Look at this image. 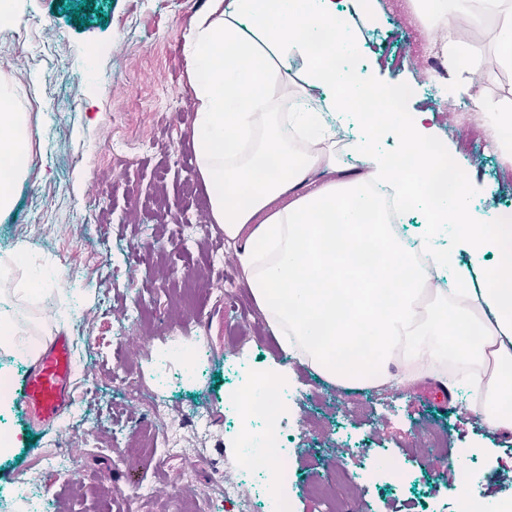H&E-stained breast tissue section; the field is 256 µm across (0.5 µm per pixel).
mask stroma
Segmentation results:
<instances>
[{
    "label": "stroma",
    "instance_id": "stroma-1",
    "mask_svg": "<svg viewBox=\"0 0 512 512\" xmlns=\"http://www.w3.org/2000/svg\"><path fill=\"white\" fill-rule=\"evenodd\" d=\"M209 0H19L14 24L0 27V82L28 114L33 163L16 190L12 211L0 215V254L24 248L57 268L80 266L82 275L63 297L52 292L20 304V316L38 332H67L74 349L81 421H61L56 432L34 430L19 401L0 409V431L18 443L0 456V493L16 502L0 512H166L178 494L196 512H238L235 501L213 503L216 471L238 465L244 421L225 408L239 386L225 370L224 336L245 321L252 336L239 349L246 365L278 368L291 398L276 426L290 435L286 454L292 512H333L312 492L342 462L351 486V512H454L463 472L488 507L512 502V431H490L474 413L471 375L450 379L449 403L428 398L438 382L430 366L418 375L350 390L326 381L293 353L284 352L254 297L235 247L222 227L197 223L208 209L196 170L191 117L194 93L187 77L185 37ZM380 13L364 21L349 67L367 71L375 85L405 88L402 110L436 111L437 150L458 138L453 161L472 186L481 209H512V167L493 144L465 134L469 105L436 95L435 73L422 49L424 28L407 0H379ZM29 32L18 44L17 29ZM136 156L121 166L120 156ZM99 193L89 199L86 186ZM193 275L196 292L185 312V334L203 361L185 374L188 348L150 356L166 339L168 305ZM223 277L213 293L208 283ZM144 305L157 330L146 347L131 351L136 326L124 317ZM163 379L160 397L179 421L177 443L158 449L138 442L159 423L129 399L123 383ZM205 410L206 431L193 428ZM442 432L438 464L426 462L414 440ZM69 450L68 477L45 483L46 465ZM382 461L394 462L400 480L369 478Z\"/></svg>",
    "mask_w": 512,
    "mask_h": 512
}]
</instances>
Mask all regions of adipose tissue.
Listing matches in <instances>:
<instances>
[{"label":"adipose tissue","mask_w":512,"mask_h":512,"mask_svg":"<svg viewBox=\"0 0 512 512\" xmlns=\"http://www.w3.org/2000/svg\"><path fill=\"white\" fill-rule=\"evenodd\" d=\"M440 49L468 97L493 126L512 127V107L487 103L485 60L464 28L492 23L512 73V0H429ZM357 45L336 0H211L185 38L196 108L197 171L213 223L237 247L242 273L285 351L301 350L326 379L374 385L398 347L408 354L484 364L482 415L512 429V214L476 210L467 181L449 182L447 159L427 126L432 111L362 113L356 165L336 159L324 115L357 109L375 85L367 72L337 71ZM28 119L0 84V213L15 202L32 163ZM387 128L400 149L378 145ZM391 185L420 215L414 242L384 223L373 184ZM453 247L441 249L442 236ZM428 253L449 275L432 307L415 260ZM495 266H480L486 254ZM478 342H471L469 332Z\"/></svg>","instance_id":"adipose-tissue-1"}]
</instances>
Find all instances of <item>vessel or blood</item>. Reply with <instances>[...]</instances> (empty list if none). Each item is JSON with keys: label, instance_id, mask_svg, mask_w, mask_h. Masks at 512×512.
<instances>
[{"label": "vessel or blood", "instance_id": "obj_1", "mask_svg": "<svg viewBox=\"0 0 512 512\" xmlns=\"http://www.w3.org/2000/svg\"><path fill=\"white\" fill-rule=\"evenodd\" d=\"M73 378L72 344L69 336L59 331L38 349L18 394L40 430L53 431L61 415L73 406Z\"/></svg>", "mask_w": 512, "mask_h": 512}]
</instances>
